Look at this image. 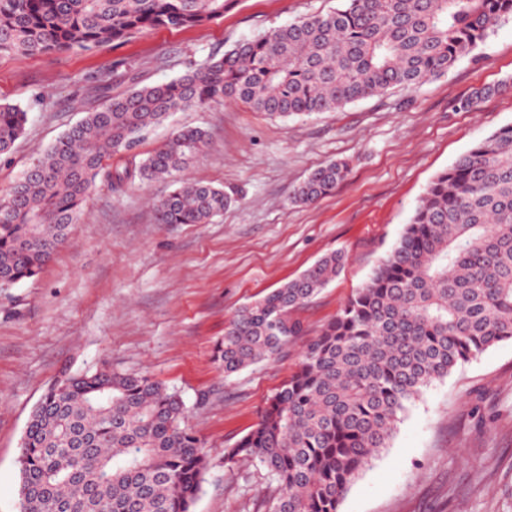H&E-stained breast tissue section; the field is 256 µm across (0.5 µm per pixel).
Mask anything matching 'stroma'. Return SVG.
Returning a JSON list of instances; mask_svg holds the SVG:
<instances>
[{
  "mask_svg": "<svg viewBox=\"0 0 512 512\" xmlns=\"http://www.w3.org/2000/svg\"><path fill=\"white\" fill-rule=\"evenodd\" d=\"M336 5L234 0L222 19L193 30L147 29L89 51L0 56V103L28 114L23 135L0 156V196L33 156L103 103L100 78H110L115 96L167 82L211 54ZM487 84L502 93L478 111H456L460 97ZM510 124L511 21L447 75L340 112L275 119L233 103L180 111L152 128L138 156L175 129L209 131L206 152L183 176L223 188L231 202L208 224H158L154 205L168 182L99 181L40 277L0 290V512H19L17 459L44 391L61 373L106 365L181 395L210 460L192 512H265L275 484L252 465L226 468L224 449L257 423L304 343L228 377L215 360L225 327L243 305L340 250L342 272L296 313L307 337L316 336L395 245L430 180ZM337 159L351 172L331 195L290 202L295 186ZM339 512H512V341L427 387Z\"/></svg>",
  "mask_w": 512,
  "mask_h": 512,
  "instance_id": "obj_1",
  "label": "stroma"
}]
</instances>
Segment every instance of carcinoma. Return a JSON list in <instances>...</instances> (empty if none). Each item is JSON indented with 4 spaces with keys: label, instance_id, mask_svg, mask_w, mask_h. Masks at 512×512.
I'll use <instances>...</instances> for the list:
<instances>
[{
    "label": "carcinoma",
    "instance_id": "obj_1",
    "mask_svg": "<svg viewBox=\"0 0 512 512\" xmlns=\"http://www.w3.org/2000/svg\"><path fill=\"white\" fill-rule=\"evenodd\" d=\"M230 0H0V54L90 50L147 28L186 29L224 17ZM512 19V0H341L247 39L165 83L109 96L36 156L0 199V274L37 278L97 187L171 179L159 224H208L224 189L179 177L207 131L183 127L141 161L110 171L153 126L179 111L241 103L273 118L336 112L448 74ZM498 92L458 99L472 112ZM27 112L0 103V155ZM328 162L290 196L309 205L345 182ZM333 251L299 277L243 306L218 348L224 375L273 359L303 335L293 313L341 272ZM512 341V125L437 174L369 280L306 344L255 427L224 449V465L265 470L278 494L266 512H339L358 474L408 406L458 364ZM175 391L105 367L62 375L33 410L19 456V512H191L208 467ZM44 488L25 492L27 484Z\"/></svg>",
    "mask_w": 512,
    "mask_h": 512
}]
</instances>
